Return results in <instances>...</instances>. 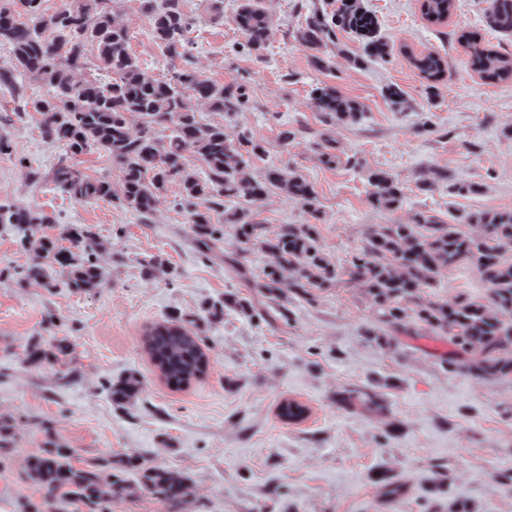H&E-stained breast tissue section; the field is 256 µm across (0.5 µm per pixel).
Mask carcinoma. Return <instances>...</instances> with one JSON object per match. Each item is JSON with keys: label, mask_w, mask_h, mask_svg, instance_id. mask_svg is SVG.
Segmentation results:
<instances>
[{"label": "carcinoma", "mask_w": 512, "mask_h": 512, "mask_svg": "<svg viewBox=\"0 0 512 512\" xmlns=\"http://www.w3.org/2000/svg\"><path fill=\"white\" fill-rule=\"evenodd\" d=\"M150 21L154 41L170 59L173 72L168 78L148 76L129 48L124 27L103 7L104 0H64V7L50 13L44 0H0V50L11 58L10 70L0 72V82L10 83L20 75L39 84L45 95L32 100L41 116L43 136L63 145L71 156L92 149L102 151L121 168V192L104 179L93 180L77 167L61 163L51 172L53 183L70 197L81 200L119 202L146 218L167 186L179 184L181 207L188 217L200 252L211 248L221 234L211 222L210 211L224 206L226 198H242L249 204L262 200L268 187L280 188L288 197L314 207L313 186L304 178L272 167L263 179L250 173L251 159L264 153L261 144L246 135L237 141L228 138L224 125L203 123L197 105L211 112L231 114L247 107L249 95L243 84H217L191 66L187 34L194 22L182 9V0H141ZM337 9L328 14L314 9L305 17L297 38L311 54L317 69L329 67L321 55L323 47L335 42L341 30L360 38L368 57H384L388 43L379 36L376 15L362 0H337ZM453 0H422L421 10L432 23L448 18ZM493 30L512 34V0H492L485 15ZM243 35V51L261 60L266 51L270 18L263 0H240L234 18ZM481 71L490 80L512 76V60L480 46L473 34H461ZM93 45L99 69L112 75L109 80L75 79L84 64V50ZM420 69L434 91L445 73L443 59L428 55ZM324 122L356 123L362 119L361 105L342 96L331 85L311 91ZM139 130L131 131L132 121ZM171 130L168 136L160 135ZM192 152L204 164L198 173L187 167L185 154ZM373 187L369 203L376 209L401 206L403 192L388 173L370 172ZM238 228L240 243L259 244L269 265L260 287L284 296L283 272L293 271L291 288L303 295L347 276V281L366 288L379 311L380 321L396 327L405 310L401 301L414 298L418 290L431 285L435 273L461 262L470 263L490 286L487 302L459 300L452 305L430 304L420 308L418 318L446 333L465 357L464 366L478 378L512 374V327L499 318L512 312V262L503 260L502 248L512 246V211L489 210L467 216V223L481 224L484 236L467 237L450 224H439L423 213L412 224H384L375 227L365 246L353 256L344 271L324 255L313 224H286L273 237L261 234L251 210L240 209L225 217ZM50 218L28 210L0 204V224L15 231L21 247L33 250L34 258L24 270V278L51 287L49 270L58 267L67 285L75 291L96 287L101 278L95 251L105 249L88 227L72 224L65 228L70 246L61 247L48 235L36 236ZM148 350L167 382L179 386L206 371L208 362L198 337L190 334L182 319L172 317L155 326L147 338ZM72 352L65 339L52 343L29 342L26 360L32 365L61 362ZM112 399L127 403L140 392V381L130 376L111 387ZM123 471H137L132 486L112 472V460L76 467L70 454L45 431L44 446L27 460V478L45 489L52 498L47 507L65 512L69 501L80 503L86 512H109L112 498L146 490L179 506L188 495V478L176 471L148 465L129 457L117 461Z\"/></svg>", "instance_id": "1"}]
</instances>
